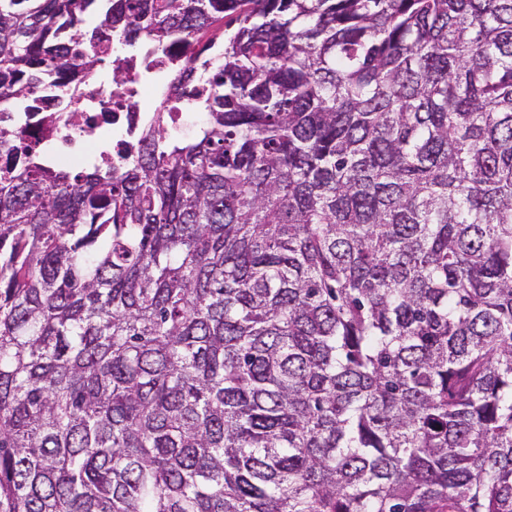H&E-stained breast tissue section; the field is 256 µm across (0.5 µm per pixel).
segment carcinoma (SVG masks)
I'll list each match as a JSON object with an SVG mask.
<instances>
[{
  "instance_id": "obj_1",
  "label": "carcinoma",
  "mask_w": 512,
  "mask_h": 512,
  "mask_svg": "<svg viewBox=\"0 0 512 512\" xmlns=\"http://www.w3.org/2000/svg\"><path fill=\"white\" fill-rule=\"evenodd\" d=\"M90 17L184 55L120 168L0 129V512H512V0H0V104Z\"/></svg>"
}]
</instances>
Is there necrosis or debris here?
I'll use <instances>...</instances> for the list:
<instances>
[{
  "label": "necrosis or debris",
  "instance_id": "4bbe7bcc",
  "mask_svg": "<svg viewBox=\"0 0 512 512\" xmlns=\"http://www.w3.org/2000/svg\"><path fill=\"white\" fill-rule=\"evenodd\" d=\"M116 63L128 73L125 82L73 84L64 100L52 88L37 89L35 111L14 109L8 125L23 131L25 139L38 140L46 161L65 155L81 165L119 166L127 149L136 144L139 129L151 122L152 105L166 94L170 61L144 44ZM45 110L56 111L55 123H42Z\"/></svg>",
  "mask_w": 512,
  "mask_h": 512
}]
</instances>
